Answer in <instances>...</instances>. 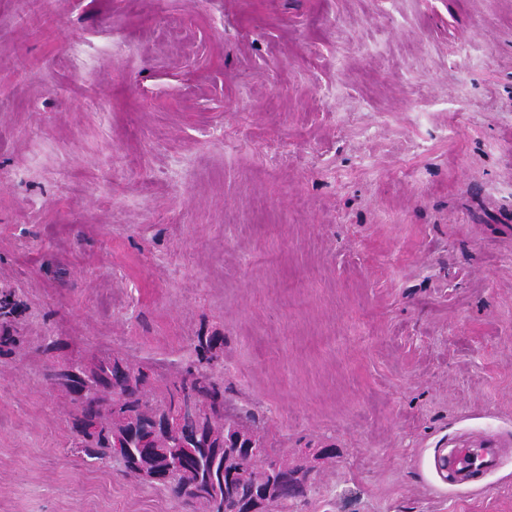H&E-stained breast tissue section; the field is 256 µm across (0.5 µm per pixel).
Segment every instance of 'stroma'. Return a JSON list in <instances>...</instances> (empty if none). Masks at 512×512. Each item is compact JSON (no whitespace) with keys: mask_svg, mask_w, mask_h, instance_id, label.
<instances>
[{"mask_svg":"<svg viewBox=\"0 0 512 512\" xmlns=\"http://www.w3.org/2000/svg\"><path fill=\"white\" fill-rule=\"evenodd\" d=\"M3 291L0 512H193L44 374L200 335L269 453L334 448L294 512H512V0H0ZM17 310L16 303L5 294L0 298V360L12 358L20 349L17 336L11 333V320ZM498 457L499 449L485 444L448 448L435 459L434 467L437 473H446L453 481L466 484L490 471Z\"/></svg>","mask_w":512,"mask_h":512,"instance_id":"obj_1","label":"stroma"}]
</instances>
